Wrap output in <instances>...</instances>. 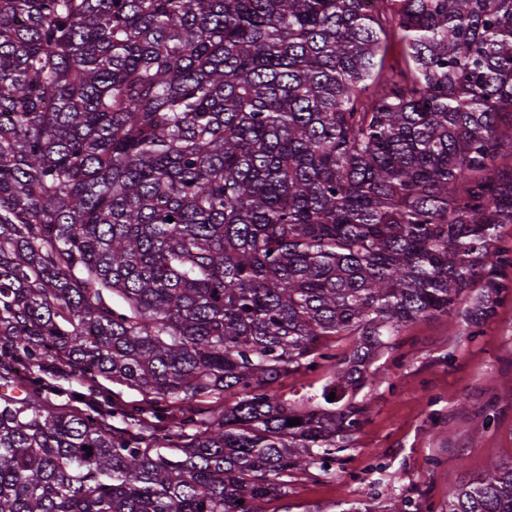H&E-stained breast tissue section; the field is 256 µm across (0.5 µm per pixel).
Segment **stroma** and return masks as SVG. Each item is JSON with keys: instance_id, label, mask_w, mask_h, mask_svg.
I'll return each mask as SVG.
<instances>
[{"instance_id": "35a3bbf8", "label": "stroma", "mask_w": 512, "mask_h": 512, "mask_svg": "<svg viewBox=\"0 0 512 512\" xmlns=\"http://www.w3.org/2000/svg\"><path fill=\"white\" fill-rule=\"evenodd\" d=\"M371 372L358 395L368 406L361 427L330 471L296 474L287 496L270 498L262 512H339L374 496L445 512L449 494L490 461H512V294L477 328L455 313L417 321ZM33 377L57 411L142 404L137 390L102 377L85 381L63 362L1 378L0 396L24 398Z\"/></svg>"}]
</instances>
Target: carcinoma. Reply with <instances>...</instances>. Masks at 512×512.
I'll list each match as a JSON object with an SVG mask.
<instances>
[{
  "label": "carcinoma",
  "instance_id": "cac0c4a2",
  "mask_svg": "<svg viewBox=\"0 0 512 512\" xmlns=\"http://www.w3.org/2000/svg\"><path fill=\"white\" fill-rule=\"evenodd\" d=\"M365 2L0 0V357L180 413L108 426L32 379L0 397V512H262L352 441L406 325L495 316L512 0ZM446 512H512V462ZM330 375L329 366L304 374L288 376L274 384L275 392L284 399L294 400L310 394H320L322 386Z\"/></svg>",
  "mask_w": 512,
  "mask_h": 512
}]
</instances>
